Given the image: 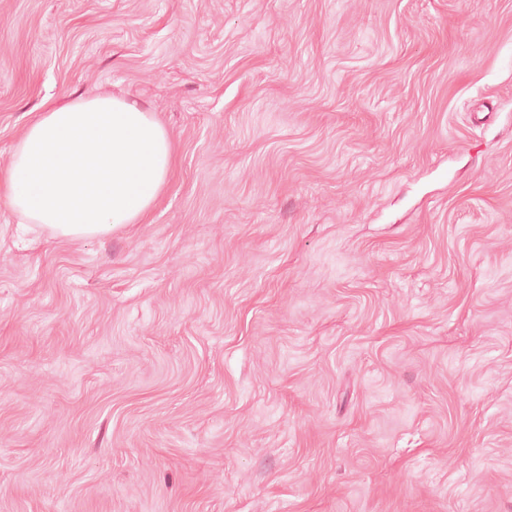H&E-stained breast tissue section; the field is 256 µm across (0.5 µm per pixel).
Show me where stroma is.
I'll list each match as a JSON object with an SVG mask.
<instances>
[{"label": "stroma", "mask_w": 512, "mask_h": 512, "mask_svg": "<svg viewBox=\"0 0 512 512\" xmlns=\"http://www.w3.org/2000/svg\"><path fill=\"white\" fill-rule=\"evenodd\" d=\"M101 94L174 164L0 207V512H512V0H0V167Z\"/></svg>", "instance_id": "stroma-1"}]
</instances>
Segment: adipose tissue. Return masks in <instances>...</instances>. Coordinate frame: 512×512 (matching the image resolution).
<instances>
[{
    "label": "adipose tissue",
    "mask_w": 512,
    "mask_h": 512,
    "mask_svg": "<svg viewBox=\"0 0 512 512\" xmlns=\"http://www.w3.org/2000/svg\"><path fill=\"white\" fill-rule=\"evenodd\" d=\"M173 165L170 135L126 98L96 96L42 112L0 170V206L54 239L110 235L140 221Z\"/></svg>",
    "instance_id": "adipose-tissue-1"
}]
</instances>
